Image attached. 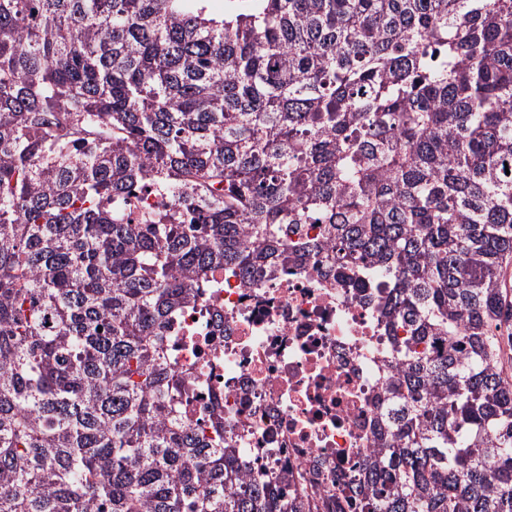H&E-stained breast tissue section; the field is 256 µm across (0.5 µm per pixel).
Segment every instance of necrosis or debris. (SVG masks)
<instances>
[{
  "label": "necrosis or debris",
  "mask_w": 512,
  "mask_h": 512,
  "mask_svg": "<svg viewBox=\"0 0 512 512\" xmlns=\"http://www.w3.org/2000/svg\"><path fill=\"white\" fill-rule=\"evenodd\" d=\"M168 333L178 365L205 382L191 423L220 403L247 471H287L313 512H333L337 482L373 450L393 363L377 307L313 267L258 286L220 275Z\"/></svg>",
  "instance_id": "necrosis-or-debris-1"
}]
</instances>
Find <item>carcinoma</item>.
I'll list each match as a JSON object with an SVG mask.
<instances>
[{"instance_id":"obj_1","label":"carcinoma","mask_w":512,"mask_h":512,"mask_svg":"<svg viewBox=\"0 0 512 512\" xmlns=\"http://www.w3.org/2000/svg\"><path fill=\"white\" fill-rule=\"evenodd\" d=\"M319 261L397 357L336 507L512 512V0H0V512H306L165 331Z\"/></svg>"}]
</instances>
